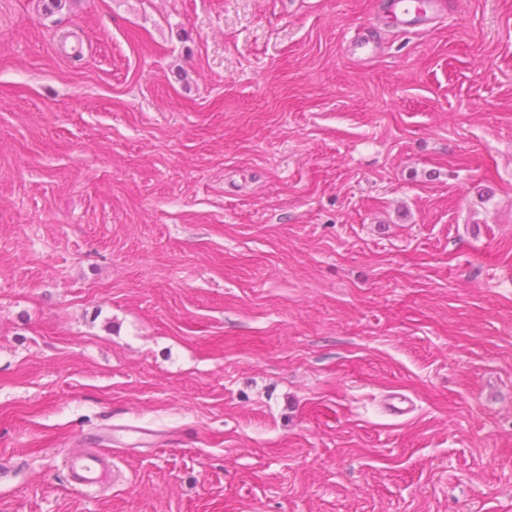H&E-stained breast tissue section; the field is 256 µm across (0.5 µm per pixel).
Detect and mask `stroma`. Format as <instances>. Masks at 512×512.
<instances>
[{
  "instance_id": "obj_1",
  "label": "stroma",
  "mask_w": 512,
  "mask_h": 512,
  "mask_svg": "<svg viewBox=\"0 0 512 512\" xmlns=\"http://www.w3.org/2000/svg\"><path fill=\"white\" fill-rule=\"evenodd\" d=\"M48 2L0 0V512H512V0ZM387 13L382 17L386 23L400 26L405 31L415 29L440 16V1L443 0H387ZM69 482L78 488H102L112 472V458L97 449L73 452L65 459Z\"/></svg>"
}]
</instances>
